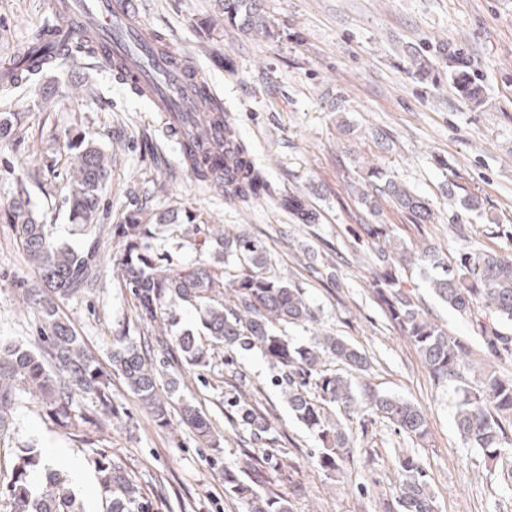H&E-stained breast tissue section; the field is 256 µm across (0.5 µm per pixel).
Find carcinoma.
<instances>
[{
	"instance_id": "1",
	"label": "carcinoma",
	"mask_w": 512,
	"mask_h": 512,
	"mask_svg": "<svg viewBox=\"0 0 512 512\" xmlns=\"http://www.w3.org/2000/svg\"><path fill=\"white\" fill-rule=\"evenodd\" d=\"M224 17L247 33L266 29L269 20L257 0H224ZM210 118L224 120V182L213 169L197 162L188 164L194 177L203 183L224 187V196L246 202L265 189L262 173L254 167L234 125L224 115L223 104L214 99ZM68 150L78 161L72 181L73 218L89 223L99 210L101 190L109 171V158L92 142L70 141ZM381 184L377 194L386 196L417 223L433 219L430 203L377 171ZM141 209L128 214L126 223L117 224L114 233L121 239L110 262L121 274L123 287L135 301L136 316L149 327L170 318L172 301L204 311L206 338L228 352H261L281 373L288 404L296 419L318 439L321 448L313 458L327 472L340 473L352 455L350 416L374 413L396 431L413 441L428 434L425 415L411 402L360 388L348 377L328 374L323 364L329 358L365 372L369 359L348 341L324 332L303 343L288 338L290 325L315 322L314 310L301 289L268 275L265 243L242 229L225 236H213L207 228H197L195 249L209 255L211 262L177 270L168 258L153 250L155 227L141 223ZM17 241L33 261L44 285L41 293L25 291L41 315L39 346L32 350L0 339V436L8 432L11 411L16 404V384L37 397L65 437L84 438L86 427L104 430L112 417V378L84 349L81 337L59 315V302L90 288L97 281L101 253L96 245L85 251L50 236L29 208L18 199L12 204ZM367 234L384 239L377 248V260L384 269L383 281L375 295L379 306L395 327L415 346L435 385L450 387L456 399L455 424L464 445L484 461L500 469L503 482L512 488V378L477 367L471 343L432 321L407 295L392 266L402 262L430 261L442 269L431 279L435 295L452 309L468 315L475 323L481 345L495 358L512 356V256L479 249L459 253L451 264L430 250L416 257L396 244H387V230L381 224L368 225ZM222 266L217 271L216 266ZM170 344L184 361L199 366L207 362L206 344L190 329L170 338ZM112 371L123 378L129 390L149 409L155 421L168 420V402L161 396L157 376L142 346L123 337L112 351ZM95 404L88 415L76 411L78 400ZM239 422L250 428L257 443L265 439L271 426L258 415L242 394L229 401ZM183 418L202 437L210 435L208 421L194 406L182 407ZM399 483L388 512H434V497L419 459L404 453L398 456ZM98 481L112 494L109 512H153L141 496L131 475L112 459L98 463ZM226 490L247 500L250 512H292L289 501L269 494L259 497L235 472H224ZM10 512H84L81 502L60 467L47 463L32 444L19 448L8 482Z\"/></svg>"
}]
</instances>
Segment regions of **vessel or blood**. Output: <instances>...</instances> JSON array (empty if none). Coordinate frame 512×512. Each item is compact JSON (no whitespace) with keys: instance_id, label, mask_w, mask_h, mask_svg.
Masks as SVG:
<instances>
[{"instance_id":"obj_1","label":"vessel or blood","mask_w":512,"mask_h":512,"mask_svg":"<svg viewBox=\"0 0 512 512\" xmlns=\"http://www.w3.org/2000/svg\"><path fill=\"white\" fill-rule=\"evenodd\" d=\"M73 36L93 37L99 56L130 57L135 79L146 97L164 112L181 156H190L200 147L188 136V129L204 128L211 146V163L215 171H223L224 127L206 118L211 109L209 84L176 62L171 47L143 23L137 0H54L52 21L38 41L16 50L20 67L61 55Z\"/></svg>"}]
</instances>
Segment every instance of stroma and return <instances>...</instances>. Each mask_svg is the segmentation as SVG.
<instances>
[{"label":"stroma","mask_w":512,"mask_h":512,"mask_svg":"<svg viewBox=\"0 0 512 512\" xmlns=\"http://www.w3.org/2000/svg\"><path fill=\"white\" fill-rule=\"evenodd\" d=\"M144 23L204 78L232 118L268 188L249 203L199 185L152 103L135 94L100 58L79 54L45 68L21 86L6 110L14 125L0 142V337L35 347L41 321L22 291L39 285L16 242L11 204L24 198L55 241L80 248H119L113 227L130 206L143 222L189 212L212 228H245L261 238L274 277L301 288L315 323L292 326L299 341L329 331L364 352L370 368L359 385L403 397L426 415L429 434L413 443L377 415L350 422L353 457L340 477L312 463L315 437L295 418L277 368L261 352L208 349V364L173 358L138 321L119 271L104 262L97 282L60 304L59 313L89 354L110 367L119 338L148 340L161 381L177 379V397L209 421L216 445L202 441L171 407L158 425L122 379L112 381V425L98 446L60 435L37 398L20 393L10 436L0 439V473L15 451L33 443L66 469L86 512H106L97 480L99 451L108 452L138 484L154 512H248L226 491L224 472L245 454L269 456L259 493L289 500L292 512H384L398 483L395 458L415 454L428 475L435 512H512L497 471L464 447L454 424L455 398L435 386L413 344L386 319L373 288L381 269L369 224L387 225L412 252L428 247L448 260L465 247L512 254V0H262L271 33L240 34L219 0H142ZM48 0H0V70L18 45L49 19ZM467 76L475 98L461 95ZM85 139L111 159L97 228L85 232L69 216L70 153ZM380 169L429 200L433 223L418 224L388 198L366 208L367 173ZM296 194L316 215L303 224L279 204ZM479 210H462L467 195ZM194 224L160 226L153 248L173 268L197 265ZM421 309L452 334L476 339L470 317L441 302L418 265L397 268ZM245 397L271 426L255 443L232 425L225 399L236 377ZM289 479H281V471Z\"/></svg>","instance_id":"35a3bbf8"}]
</instances>
